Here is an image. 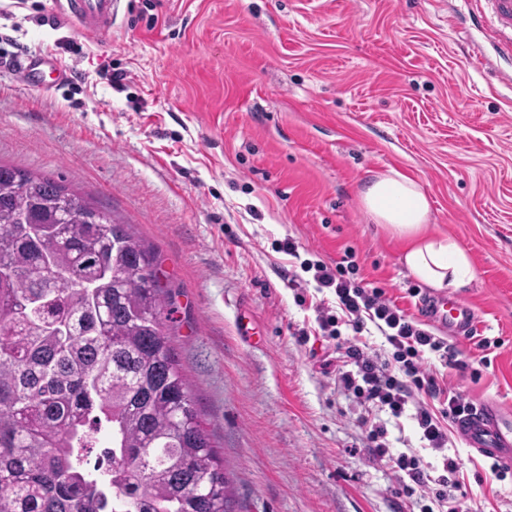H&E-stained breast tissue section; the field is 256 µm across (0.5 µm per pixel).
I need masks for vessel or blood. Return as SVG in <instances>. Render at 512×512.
<instances>
[{
  "label": "vessel or blood",
  "mask_w": 512,
  "mask_h": 512,
  "mask_svg": "<svg viewBox=\"0 0 512 512\" xmlns=\"http://www.w3.org/2000/svg\"><path fill=\"white\" fill-rule=\"evenodd\" d=\"M121 0H58L62 11L80 22L82 33L97 35L111 32ZM472 26L484 36L472 40L466 54L472 63L489 69L496 80L512 88V0H467ZM57 81L68 80L64 66L42 53L26 55L15 73L20 84L43 87L46 71ZM422 316L431 324L448 329L456 336H467L474 326L471 305L458 298L424 299L419 303ZM466 445L479 455L512 465V408L496 401L477 404L456 423Z\"/></svg>",
  "instance_id": "vessel-or-blood-1"
}]
</instances>
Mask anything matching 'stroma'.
<instances>
[{
  "mask_svg": "<svg viewBox=\"0 0 512 512\" xmlns=\"http://www.w3.org/2000/svg\"><path fill=\"white\" fill-rule=\"evenodd\" d=\"M469 33L464 0H123L94 38L53 0H0V50L74 75L38 93L0 66V162L63 178L158 253L177 357L240 512H420L373 460L374 423L432 476L454 459L467 512H512V470L494 477L456 431L443 457L410 416L365 413L327 362L336 340L315 332L306 269L349 258L416 313L432 290L358 195L392 169L412 178L474 265L457 296L475 336L457 347L480 363L445 381L512 405V90L469 66Z\"/></svg>",
  "mask_w": 512,
  "mask_h": 512,
  "instance_id": "1",
  "label": "stroma"
}]
</instances>
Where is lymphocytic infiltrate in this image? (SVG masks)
Wrapping results in <instances>:
<instances>
[{"label":"lymphocytic infiltrate","instance_id":"1","mask_svg":"<svg viewBox=\"0 0 512 512\" xmlns=\"http://www.w3.org/2000/svg\"><path fill=\"white\" fill-rule=\"evenodd\" d=\"M313 269L318 288L330 289L334 294L333 299L323 298L314 304L319 329L330 336L338 335L343 325L351 331L350 337L337 346L343 365L339 378L345 389L362 404L388 408L395 417L413 409L423 440L429 448L444 454L448 447L444 420H456L473 404L462 393L448 388L427 355L437 354L442 367L457 371L467 370L469 359L423 328L382 288L347 278L343 268L322 262L314 263ZM374 331L384 337L390 353L372 348L369 336ZM372 453L395 473L400 494L408 498L430 495L443 512H460L470 487L457 478L458 466L453 459L445 457L444 473L435 477L418 456L393 453L380 442Z\"/></svg>","mask_w":512,"mask_h":512}]
</instances>
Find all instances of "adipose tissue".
<instances>
[{
	"label": "adipose tissue",
	"mask_w": 512,
	"mask_h": 512,
	"mask_svg": "<svg viewBox=\"0 0 512 512\" xmlns=\"http://www.w3.org/2000/svg\"><path fill=\"white\" fill-rule=\"evenodd\" d=\"M370 218L404 242L401 260L423 284L456 292L474 276L469 252L444 233L427 229L429 199L413 179L392 170L375 177L361 192Z\"/></svg>",
	"instance_id": "ef3b65f1"
}]
</instances>
